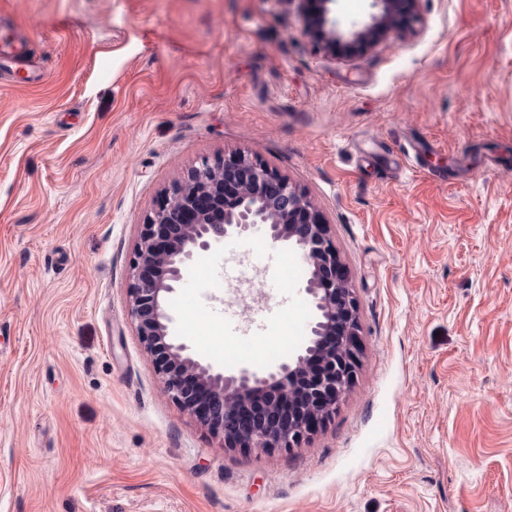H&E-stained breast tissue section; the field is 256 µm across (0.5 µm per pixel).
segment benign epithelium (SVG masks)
<instances>
[{
    "mask_svg": "<svg viewBox=\"0 0 512 512\" xmlns=\"http://www.w3.org/2000/svg\"><path fill=\"white\" fill-rule=\"evenodd\" d=\"M301 31L329 58H353L424 28L422 0H371L361 21L343 28L334 0H295ZM235 187L231 195L226 186ZM261 226L293 247L309 269L305 292L317 315L309 345L277 370L226 375L171 336L167 295L196 254ZM128 303L140 344L167 396L227 448H297L335 411L359 365L357 301L331 228L289 178L244 152L205 160L165 191L144 216L130 264Z\"/></svg>",
    "mask_w": 512,
    "mask_h": 512,
    "instance_id": "7a95c632",
    "label": "benign epithelium"
}]
</instances>
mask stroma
<instances>
[{"label":"stroma","instance_id":"35a3bbf8","mask_svg":"<svg viewBox=\"0 0 512 512\" xmlns=\"http://www.w3.org/2000/svg\"><path fill=\"white\" fill-rule=\"evenodd\" d=\"M332 60L292 0H0V512H512V0H424ZM243 151L305 189L360 361L300 447L229 449L165 395L130 315L161 194ZM196 256L171 332L268 370L316 315L262 232ZM0 59L11 60L28 70L35 79V62L28 56L26 43L22 39L5 37L0 40Z\"/></svg>","mask_w":512,"mask_h":512}]
</instances>
